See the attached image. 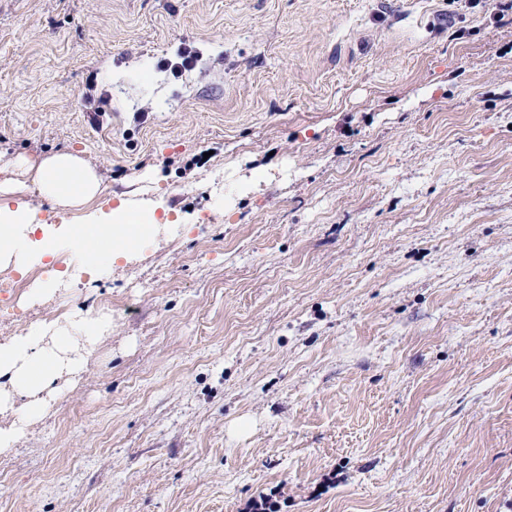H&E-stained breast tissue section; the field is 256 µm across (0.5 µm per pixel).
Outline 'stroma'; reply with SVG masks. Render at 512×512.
I'll list each match as a JSON object with an SVG mask.
<instances>
[{
    "instance_id": "obj_1",
    "label": "stroma",
    "mask_w": 512,
    "mask_h": 512,
    "mask_svg": "<svg viewBox=\"0 0 512 512\" xmlns=\"http://www.w3.org/2000/svg\"><path fill=\"white\" fill-rule=\"evenodd\" d=\"M501 2L0 0V180L102 178L0 208L77 224L148 176L164 204L107 274L0 270V343L112 322L0 453V512H512ZM15 164L31 175L32 185L41 196L63 208L81 206L101 191L96 170L71 152H58L34 161L21 157Z\"/></svg>"
}]
</instances>
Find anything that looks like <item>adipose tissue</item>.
<instances>
[{
	"instance_id": "obj_1",
	"label": "adipose tissue",
	"mask_w": 512,
	"mask_h": 512,
	"mask_svg": "<svg viewBox=\"0 0 512 512\" xmlns=\"http://www.w3.org/2000/svg\"><path fill=\"white\" fill-rule=\"evenodd\" d=\"M16 164L31 175L41 196L64 208L81 206L101 191L96 170L70 152L33 161L22 157ZM159 205V200L132 193L119 199L109 212H94L85 223L57 229L37 225L36 213L30 208L0 209V267L25 269L53 255L60 244L87 255L89 272L99 275L141 249L154 235L158 226L154 213ZM109 327L108 317L87 312L75 319L71 328L36 324L0 344V377L7 381L0 389V415L17 405L27 416L44 415L46 398L56 391L58 379L83 370Z\"/></svg>"
}]
</instances>
